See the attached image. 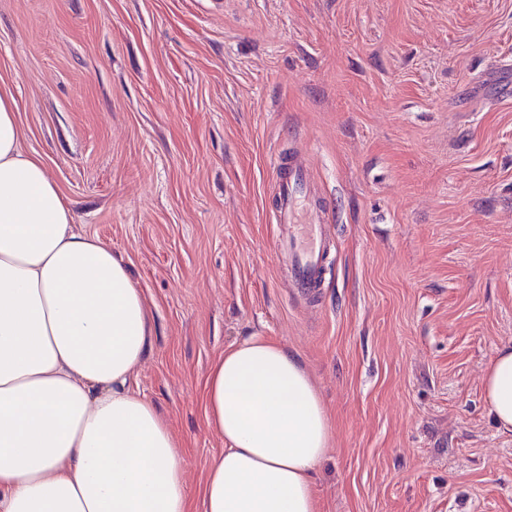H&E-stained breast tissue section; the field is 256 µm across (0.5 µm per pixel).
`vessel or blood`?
Listing matches in <instances>:
<instances>
[{"label": "vessel or blood", "mask_w": 512, "mask_h": 512, "mask_svg": "<svg viewBox=\"0 0 512 512\" xmlns=\"http://www.w3.org/2000/svg\"><path fill=\"white\" fill-rule=\"evenodd\" d=\"M278 248L288 258L291 281L303 293L318 289L322 263L331 242L324 232V216L306 207L311 185L305 158L276 156Z\"/></svg>", "instance_id": "1"}]
</instances>
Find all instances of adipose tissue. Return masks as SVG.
I'll use <instances>...</instances> for the list:
<instances>
[{
	"instance_id": "ef3b65f1",
	"label": "adipose tissue",
	"mask_w": 512,
	"mask_h": 512,
	"mask_svg": "<svg viewBox=\"0 0 512 512\" xmlns=\"http://www.w3.org/2000/svg\"><path fill=\"white\" fill-rule=\"evenodd\" d=\"M0 86V512H317L333 425L297 356L251 336L211 366L209 429L224 439L196 496L182 453L129 380L151 316L125 263L78 232ZM512 433V346L484 377Z\"/></svg>"
}]
</instances>
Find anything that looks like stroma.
<instances>
[{
  "instance_id": "35a3bbf8",
  "label": "stroma",
  "mask_w": 512,
  "mask_h": 512,
  "mask_svg": "<svg viewBox=\"0 0 512 512\" xmlns=\"http://www.w3.org/2000/svg\"><path fill=\"white\" fill-rule=\"evenodd\" d=\"M0 85L153 336L130 386L183 448L234 342L305 366L334 426L318 512H512L483 396L512 345V0H0ZM333 247L314 298L276 248L275 151Z\"/></svg>"
}]
</instances>
